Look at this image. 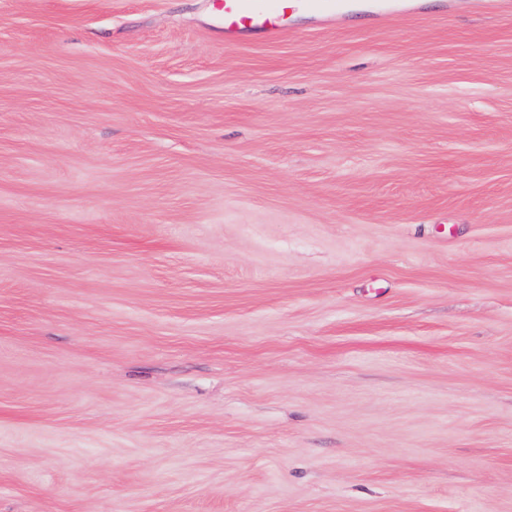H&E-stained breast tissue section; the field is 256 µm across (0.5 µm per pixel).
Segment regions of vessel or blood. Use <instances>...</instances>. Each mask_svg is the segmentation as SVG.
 Returning <instances> with one entry per match:
<instances>
[{
  "instance_id": "vessel-or-blood-1",
  "label": "vessel or blood",
  "mask_w": 512,
  "mask_h": 512,
  "mask_svg": "<svg viewBox=\"0 0 512 512\" xmlns=\"http://www.w3.org/2000/svg\"><path fill=\"white\" fill-rule=\"evenodd\" d=\"M347 0H216L217 15L224 35L235 38L246 33H261L279 38L288 29L295 10L315 15L320 22L335 18Z\"/></svg>"
}]
</instances>
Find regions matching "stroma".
Returning a JSON list of instances; mask_svg holds the SVG:
<instances>
[{
	"instance_id": "obj_1",
	"label": "stroma",
	"mask_w": 512,
	"mask_h": 512,
	"mask_svg": "<svg viewBox=\"0 0 512 512\" xmlns=\"http://www.w3.org/2000/svg\"><path fill=\"white\" fill-rule=\"evenodd\" d=\"M0 512H512V11L0 0ZM217 16L223 21L224 36L237 38L261 33L277 39L288 31L289 17L297 7L329 23L347 0H215Z\"/></svg>"
}]
</instances>
